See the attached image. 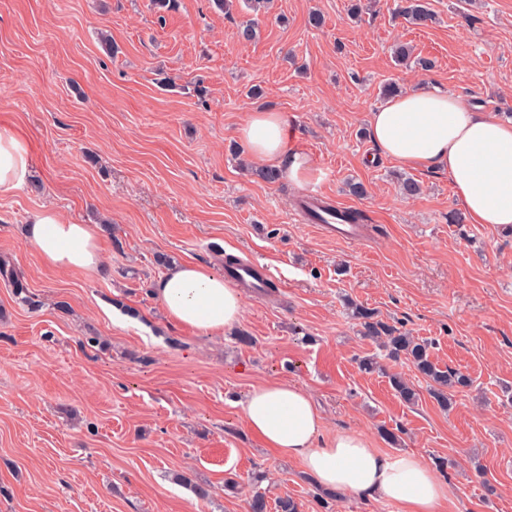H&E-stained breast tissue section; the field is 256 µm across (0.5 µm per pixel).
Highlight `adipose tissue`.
<instances>
[{
  "label": "adipose tissue",
  "instance_id": "obj_1",
  "mask_svg": "<svg viewBox=\"0 0 512 512\" xmlns=\"http://www.w3.org/2000/svg\"><path fill=\"white\" fill-rule=\"evenodd\" d=\"M251 160L284 167L302 187L320 170L309 158L288 156V120L283 113L256 110L236 130ZM369 136L399 167L447 173L453 193L473 223L512 227V120L476 111L461 97L414 89L389 99L369 119ZM31 167L25 139L0 125V193L25 184ZM28 242L46 265L60 271L97 272L100 237L92 224L65 219L46 208L28 222ZM167 318L205 335H219L243 316L240 291L210 268L173 267L155 286ZM247 431L278 455L299 460L324 489L398 504L402 512H439L447 488L422 456L389 457L362 434L340 430L323 436V419L303 387L267 383L243 405Z\"/></svg>",
  "mask_w": 512,
  "mask_h": 512
}]
</instances>
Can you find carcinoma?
Segmentation results:
<instances>
[{"label": "carcinoma", "instance_id": "obj_1", "mask_svg": "<svg viewBox=\"0 0 512 512\" xmlns=\"http://www.w3.org/2000/svg\"><path fill=\"white\" fill-rule=\"evenodd\" d=\"M396 15L414 26H426L434 19V14L425 0H398ZM0 276L6 278L15 298L27 305H35L23 277L5 258L0 259ZM351 307L353 316L361 321L363 335L381 341L388 358L405 360L426 381L429 395L441 409L448 410L453 404V393L470 385V379L465 374L451 368L442 369L431 360L430 343L412 336L407 330L376 319L375 312L360 303L353 302ZM389 382L404 403H418L420 394L401 375H390ZM273 508L276 512H299L298 504L293 498L280 497L271 504L266 493L259 490L252 492L247 502V512H271Z\"/></svg>", "mask_w": 512, "mask_h": 512}]
</instances>
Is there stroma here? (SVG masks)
<instances>
[{
    "instance_id": "1",
    "label": "stroma",
    "mask_w": 512,
    "mask_h": 512,
    "mask_svg": "<svg viewBox=\"0 0 512 512\" xmlns=\"http://www.w3.org/2000/svg\"><path fill=\"white\" fill-rule=\"evenodd\" d=\"M354 2L273 0L259 14L240 2L228 18L210 0L163 13L151 0H0V125L32 156L29 184L0 194V258L41 302L18 304L0 282V512H246L258 471L269 497L323 512L301 463L243 424L249 393L273 382L309 391L325 437L352 429L385 455L424 456L447 485L441 512H512V229L449 223L463 206L444 172L415 173L421 192L404 198L401 168L367 134L389 81L512 109V0H429L425 27L394 18L397 0L357 19ZM253 17L258 36L241 42ZM398 42L432 69L396 65ZM262 108L286 114L290 152L320 169L309 188L243 171L236 128ZM309 191L361 211L363 239L305 221L296 201ZM45 206L112 223L98 273L42 264L22 229ZM160 254L219 274L228 257L267 264L275 290L243 296L237 331L252 344L169 324ZM351 300L431 342L472 386L445 411L405 360L361 372L379 348ZM116 303L136 320H114ZM90 334L106 349L82 347ZM393 373L413 380L417 405ZM193 481L212 486L210 502Z\"/></svg>"
}]
</instances>
